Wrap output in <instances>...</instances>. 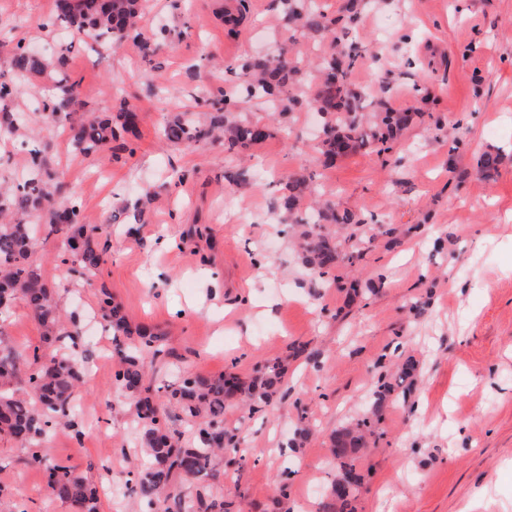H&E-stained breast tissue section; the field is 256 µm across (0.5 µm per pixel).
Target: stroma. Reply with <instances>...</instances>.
<instances>
[{
    "mask_svg": "<svg viewBox=\"0 0 512 512\" xmlns=\"http://www.w3.org/2000/svg\"><path fill=\"white\" fill-rule=\"evenodd\" d=\"M54 0H0V81L10 79L17 40L65 69L87 111L138 112L135 127L91 156L65 132L38 125L50 165L64 175L109 258L89 279L65 265L62 237L37 227L32 254L63 313L80 330L99 311L101 292L121 302L131 324L164 336L152 388L186 373L249 381L256 368L297 342L321 353L291 363L287 384L252 414L227 401L224 425L241 438L240 459L218 457L216 473L179 481L175 494L220 484L241 512H318L336 476L332 435L364 417L374 432L354 462L365 479L355 512H512V0H369L338 44L289 29L280 0H245L236 25L224 0H144V33L170 32L146 61L133 42L101 46L46 24ZM356 46L363 61L349 81L365 111L387 101L422 109L392 151L353 153L323 165L316 137L324 119L310 105L320 63ZM301 60L297 104L279 114L262 99L228 109L224 96L244 78V58L277 53ZM227 112L268 124L272 135L243 150L165 140L182 112ZM500 153L486 176L482 153ZM310 176L317 196L363 223L354 266L314 276L293 245L277 200L290 175ZM156 199L139 210L143 190ZM395 234H387V226ZM13 344L54 355L24 302L0 317ZM413 357L418 382L406 398L369 406L380 376ZM114 364L84 376L78 389L82 440L66 428L28 448L0 435V493L22 512H74L50 496L45 468L68 465L99 478L104 458L119 460L113 486L136 462L127 404L110 382ZM309 424L301 447L294 431ZM288 477V498L273 489Z\"/></svg>",
    "mask_w": 512,
    "mask_h": 512,
    "instance_id": "1",
    "label": "stroma"
}]
</instances>
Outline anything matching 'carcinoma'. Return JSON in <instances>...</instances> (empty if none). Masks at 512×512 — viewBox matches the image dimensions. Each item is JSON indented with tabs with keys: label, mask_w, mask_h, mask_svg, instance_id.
<instances>
[{
	"label": "carcinoma",
	"mask_w": 512,
	"mask_h": 512,
	"mask_svg": "<svg viewBox=\"0 0 512 512\" xmlns=\"http://www.w3.org/2000/svg\"><path fill=\"white\" fill-rule=\"evenodd\" d=\"M308 2L286 0L290 18L302 22L309 30L335 31L336 20L312 11ZM142 7L143 0H55L52 25L80 38H93L102 45L130 40L149 59L167 36L164 30L151 37L139 31L136 20ZM358 58L356 47L352 46L325 61L322 89L311 101L314 110L328 117L320 141L327 161L338 155V145L343 154L367 148L378 153L389 151L390 143L410 118L406 112L387 109L373 113L368 121L357 115L361 93L351 87L349 75ZM11 67L15 78L0 82L1 135L18 137L24 142L35 141L30 135L29 119L12 111V105L25 94L29 78L44 75L52 78L55 95L45 105L41 122L68 121L73 132V148L80 154L88 156L99 151L135 124L137 112L133 108L121 109L113 119L79 111L77 86L64 73L62 57L51 61L19 41L13 49ZM241 71L246 77L242 90L245 98H261L278 105L282 114L290 110L294 99L287 96L288 86L301 79L299 62L279 56L247 60L241 64ZM223 130L222 113L184 112L166 123L163 134L169 142L190 148ZM267 137L266 126L245 123L235 128L231 145L247 147ZM29 155L25 179L17 184L0 185V311L11 309L15 300L20 299L42 327L46 342L74 345L75 337L66 328L54 291L31 262L34 248L31 218L43 221L50 233L64 236L70 271L86 278L94 276L104 262V252L94 242L100 227L86 223L80 207L72 201L56 205V197L61 195L63 187L62 176L50 171L45 149L40 145L29 150ZM307 187L306 176L289 178L288 193L280 199V211L290 223L301 227L298 245L303 263L325 277L336 269L339 261L354 265L361 257V241L351 238L342 241L326 230L323 223L349 225L360 224L362 220L348 210H336L334 205L327 206L312 224L300 218V202ZM100 306L120 354L113 383L128 400L139 452L148 458L134 492L149 507L173 483L210 470L218 454L237 451V444L231 442L236 433L224 427L226 401L240 396L254 408L271 404L284 382L288 364L278 360L258 367L255 378L247 386L234 376L212 380L189 373L181 383L166 387L161 394L154 393L145 380L160 353L156 347L159 336L146 327L131 326L112 294L103 293ZM81 370L80 360L70 355L48 359L37 349L19 350L0 337V433H7L31 448L32 463H44L38 451L41 438L55 420L68 417L72 410ZM413 380V366L407 363L401 367L395 382H379L375 393L377 403ZM173 415L196 427L194 445H183L180 433L169 427ZM367 424L368 419L364 418L355 427L336 433L331 440V455L343 460L363 447L360 427ZM47 474V488L55 498L75 505L80 512H99L101 486L58 464L47 467ZM360 483L361 476L353 465L343 461L321 512H344ZM175 506L178 512H238L234 501L224 499V495L210 487L197 490L190 504L177 500Z\"/></svg>",
	"instance_id": "carcinoma-1"
}]
</instances>
